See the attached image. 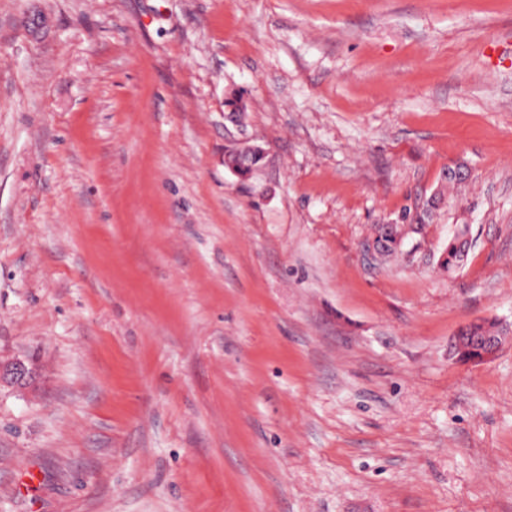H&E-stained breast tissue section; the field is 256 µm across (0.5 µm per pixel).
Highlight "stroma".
Here are the masks:
<instances>
[{
	"label": "stroma",
	"mask_w": 512,
	"mask_h": 512,
	"mask_svg": "<svg viewBox=\"0 0 512 512\" xmlns=\"http://www.w3.org/2000/svg\"><path fill=\"white\" fill-rule=\"evenodd\" d=\"M477 319L512 323V0H0V360L37 368L0 512H512ZM477 323L486 326L494 325V330L504 328L508 331L507 336L511 334V326L509 329L507 325L504 326L502 322L497 320L479 319L469 324L471 326L464 332V335L459 336V333L457 334L452 346L453 354L460 363H486L493 360L501 350L507 338V336L500 331L499 333L492 332L484 336H475L483 331L481 325H472Z\"/></svg>",
	"instance_id": "1"
}]
</instances>
